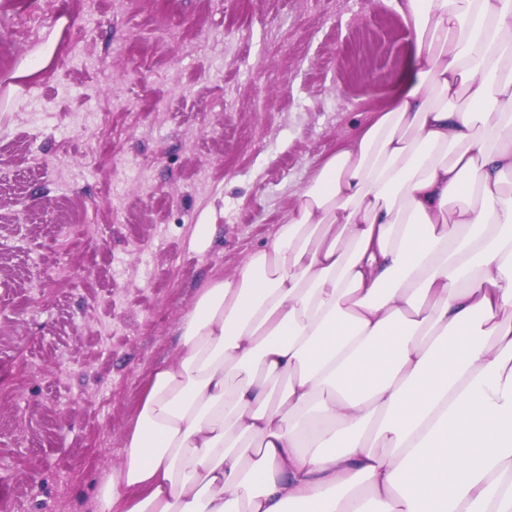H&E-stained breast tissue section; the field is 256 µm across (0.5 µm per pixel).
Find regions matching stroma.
<instances>
[{
  "label": "stroma",
  "instance_id": "stroma-1",
  "mask_svg": "<svg viewBox=\"0 0 512 512\" xmlns=\"http://www.w3.org/2000/svg\"><path fill=\"white\" fill-rule=\"evenodd\" d=\"M30 2L0 0V512H96L199 288L388 107L414 32L393 0H52L23 35Z\"/></svg>",
  "mask_w": 512,
  "mask_h": 512
}]
</instances>
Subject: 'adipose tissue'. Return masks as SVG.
Listing matches in <instances>:
<instances>
[{
	"instance_id": "1",
	"label": "adipose tissue",
	"mask_w": 512,
	"mask_h": 512,
	"mask_svg": "<svg viewBox=\"0 0 512 512\" xmlns=\"http://www.w3.org/2000/svg\"><path fill=\"white\" fill-rule=\"evenodd\" d=\"M395 3L413 77L200 288L97 512H512V0Z\"/></svg>"
}]
</instances>
